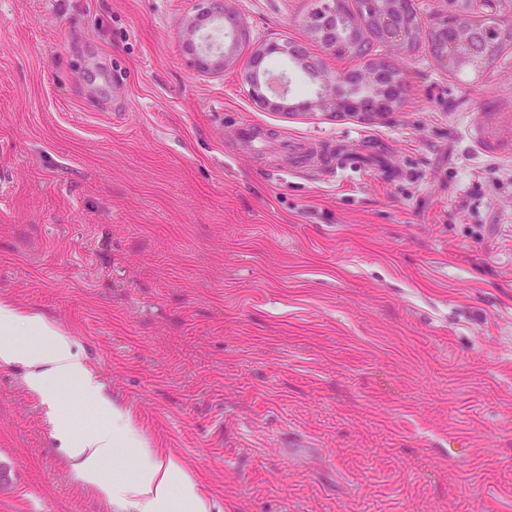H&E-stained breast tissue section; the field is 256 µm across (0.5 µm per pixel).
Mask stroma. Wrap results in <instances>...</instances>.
<instances>
[{"mask_svg": "<svg viewBox=\"0 0 512 512\" xmlns=\"http://www.w3.org/2000/svg\"><path fill=\"white\" fill-rule=\"evenodd\" d=\"M317 3L236 0L250 43L203 72L206 0H0V295L66 328L220 512H512V51L450 74L420 43L381 118L262 107L265 41L359 67L310 37ZM294 139L364 164L298 166ZM25 374L0 363V512H119Z\"/></svg>", "mask_w": 512, "mask_h": 512, "instance_id": "35a3bbf8", "label": "stroma"}]
</instances>
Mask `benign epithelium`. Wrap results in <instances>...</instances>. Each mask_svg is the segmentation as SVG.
Returning a JSON list of instances; mask_svg holds the SVG:
<instances>
[{"mask_svg":"<svg viewBox=\"0 0 512 512\" xmlns=\"http://www.w3.org/2000/svg\"><path fill=\"white\" fill-rule=\"evenodd\" d=\"M466 7L454 12L445 26L421 23L419 28L430 34L438 31L442 34L443 44L448 39L458 40L470 31V19L480 12L483 0H465ZM208 16L224 27V53L217 58H209V52L204 51L197 59V65L202 69L220 68L235 61L244 31V22L234 6V0H208ZM381 25L380 39L390 48L400 47L402 38L396 35L393 27L386 18L378 19ZM282 54L299 61L319 84L320 91L315 97L299 102H288L287 95L275 90L272 78L267 71L261 69V62L269 55ZM315 59L311 58L303 45L293 43L268 42L255 49L253 62L248 70V83L261 105L267 108H279L301 114L314 112L350 113L364 118H378L396 111V100L381 92L376 71L363 67L360 70L343 73L330 78L314 66Z\"/></svg>","mask_w":512,"mask_h":512,"instance_id":"1","label":"benign epithelium"}]
</instances>
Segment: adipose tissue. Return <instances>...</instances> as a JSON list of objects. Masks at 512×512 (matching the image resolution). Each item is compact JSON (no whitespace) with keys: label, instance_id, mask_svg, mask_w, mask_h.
I'll return each mask as SVG.
<instances>
[{"label":"adipose tissue","instance_id":"ef3b65f1","mask_svg":"<svg viewBox=\"0 0 512 512\" xmlns=\"http://www.w3.org/2000/svg\"><path fill=\"white\" fill-rule=\"evenodd\" d=\"M18 328L33 336L35 345L22 350L4 340L0 362L26 368L30 392L49 412L58 410L61 385L75 382L83 397L107 416L103 426L78 435L65 427L60 430L69 460L89 484L123 512H212L213 504L195 478L147 439L132 410L103 393L68 331L39 312L0 298V333L6 336ZM111 460L124 461L125 466L107 478L103 469Z\"/></svg>","mask_w":512,"mask_h":512}]
</instances>
